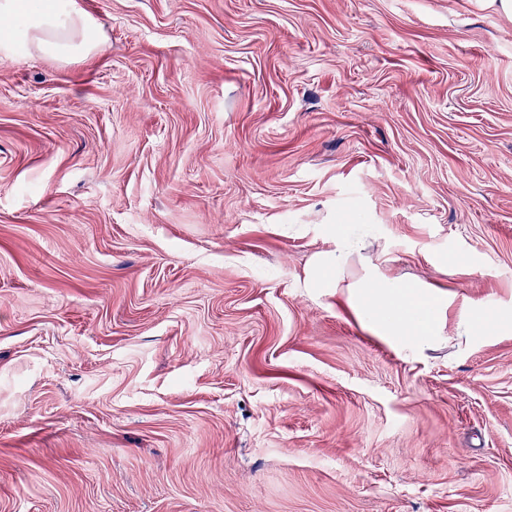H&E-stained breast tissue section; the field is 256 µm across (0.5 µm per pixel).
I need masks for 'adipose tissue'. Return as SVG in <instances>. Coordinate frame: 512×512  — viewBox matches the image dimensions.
Segmentation results:
<instances>
[{
	"label": "adipose tissue",
	"mask_w": 512,
	"mask_h": 512,
	"mask_svg": "<svg viewBox=\"0 0 512 512\" xmlns=\"http://www.w3.org/2000/svg\"><path fill=\"white\" fill-rule=\"evenodd\" d=\"M0 15L20 25L0 28V54L50 56L63 62L99 54L105 40L96 19L77 0H0ZM330 250L317 253L307 277L311 288H333L345 296L351 312L375 335L416 351L441 335L451 305L427 285L390 276L379 256L369 251L366 224H327ZM360 264L351 275L352 264Z\"/></svg>",
	"instance_id": "adipose-tissue-1"
}]
</instances>
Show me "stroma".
<instances>
[{"label":"stroma","instance_id":"obj_1","mask_svg":"<svg viewBox=\"0 0 512 512\" xmlns=\"http://www.w3.org/2000/svg\"><path fill=\"white\" fill-rule=\"evenodd\" d=\"M78 2L102 55L0 56V512H512V16ZM337 223L431 346L305 287ZM462 336L473 335L478 330L486 334L494 335L497 333L511 331L512 324L506 319L497 316H488L484 312H471L460 324Z\"/></svg>","mask_w":512,"mask_h":512}]
</instances>
